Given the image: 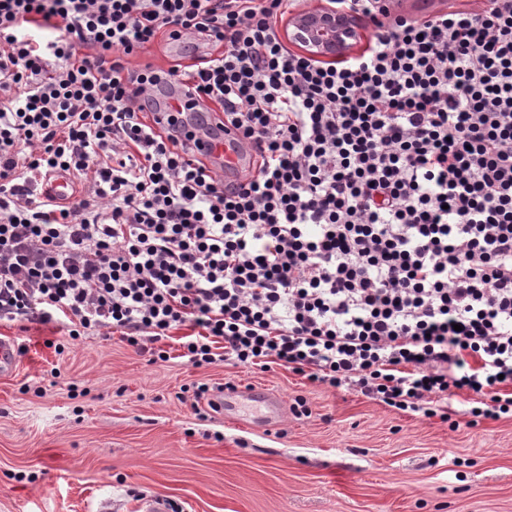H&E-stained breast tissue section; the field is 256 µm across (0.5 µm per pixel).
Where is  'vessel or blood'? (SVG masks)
<instances>
[{"mask_svg":"<svg viewBox=\"0 0 512 512\" xmlns=\"http://www.w3.org/2000/svg\"><path fill=\"white\" fill-rule=\"evenodd\" d=\"M147 122L158 133L169 128L189 130L186 144L190 157L203 161L217 182L240 181L256 172L250 144L237 132L225 130L223 110L195 93L190 84H183L180 95L170 100L168 107L151 113ZM42 191L56 201L66 202L72 198L75 185L68 172L57 170L45 178ZM212 402L218 415L227 420L233 419L240 405L249 402L261 404L272 424H279L286 416L282 397L266 389L227 387L214 393Z\"/></svg>","mask_w":512,"mask_h":512,"instance_id":"1","label":"vessel or blood"}]
</instances>
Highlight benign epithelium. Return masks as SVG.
<instances>
[{
	"label": "benign epithelium",
	"instance_id": "obj_1",
	"mask_svg": "<svg viewBox=\"0 0 512 512\" xmlns=\"http://www.w3.org/2000/svg\"><path fill=\"white\" fill-rule=\"evenodd\" d=\"M362 18L346 15L323 4L297 17L288 27V42L309 57L323 56L333 62L345 59L363 37Z\"/></svg>",
	"mask_w": 512,
	"mask_h": 512
}]
</instances>
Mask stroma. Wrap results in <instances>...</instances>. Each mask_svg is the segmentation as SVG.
<instances>
[{"label":"stroma","instance_id":"stroma-1","mask_svg":"<svg viewBox=\"0 0 512 512\" xmlns=\"http://www.w3.org/2000/svg\"><path fill=\"white\" fill-rule=\"evenodd\" d=\"M25 352L0 374V512H512V418L450 431L279 366L150 362L119 336L57 354V323L0 321ZM38 384L42 396L23 393ZM253 384L312 414L270 429L196 414L193 385Z\"/></svg>","mask_w":512,"mask_h":512}]
</instances>
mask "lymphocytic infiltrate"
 <instances>
[{"mask_svg":"<svg viewBox=\"0 0 512 512\" xmlns=\"http://www.w3.org/2000/svg\"><path fill=\"white\" fill-rule=\"evenodd\" d=\"M333 2L374 29L325 63L280 36L291 0H0V320L512 418V0ZM185 29L200 62H148ZM180 81L253 141L245 185L149 131ZM42 191L58 202H68L73 196L75 185L68 172L57 170L45 178Z\"/></svg>","mask_w":512,"mask_h":512,"instance_id":"f902f5d3","label":"lymphocytic infiltrate"}]
</instances>
